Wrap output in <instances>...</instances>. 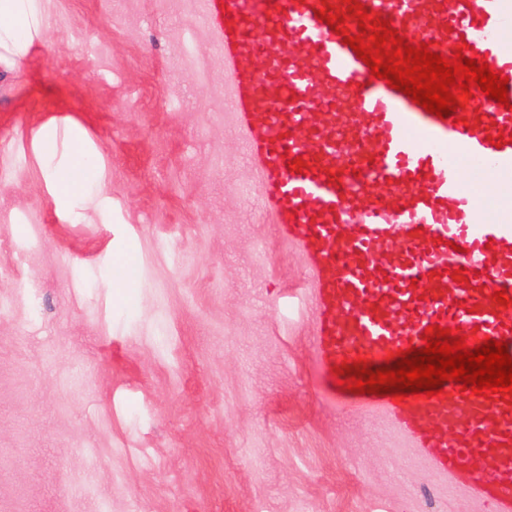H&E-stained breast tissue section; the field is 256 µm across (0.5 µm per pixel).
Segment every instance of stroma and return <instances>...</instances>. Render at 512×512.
Here are the masks:
<instances>
[{
  "label": "stroma",
  "mask_w": 512,
  "mask_h": 512,
  "mask_svg": "<svg viewBox=\"0 0 512 512\" xmlns=\"http://www.w3.org/2000/svg\"><path fill=\"white\" fill-rule=\"evenodd\" d=\"M0 69V512H488L322 377L307 261L259 203L208 0H45ZM70 117L112 199L58 212ZM131 260L135 287L113 279Z\"/></svg>",
  "instance_id": "35a3bbf8"
}]
</instances>
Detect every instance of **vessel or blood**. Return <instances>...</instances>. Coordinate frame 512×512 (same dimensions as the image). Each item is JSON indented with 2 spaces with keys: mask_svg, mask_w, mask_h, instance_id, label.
Returning a JSON list of instances; mask_svg holds the SVG:
<instances>
[{
  "mask_svg": "<svg viewBox=\"0 0 512 512\" xmlns=\"http://www.w3.org/2000/svg\"><path fill=\"white\" fill-rule=\"evenodd\" d=\"M230 106L262 206L306 256L328 378L423 348L425 328L503 340L512 355V219L489 176L512 174V110L471 89L437 117L373 78L345 37L358 13L412 44L484 59L512 92V0H213ZM343 17L336 29L318 13ZM299 160L301 172L288 168ZM450 482L512 512V396L375 398Z\"/></svg>",
  "mask_w": 512,
  "mask_h": 512,
  "instance_id": "vessel-or-blood-1",
  "label": "vessel or blood"
}]
</instances>
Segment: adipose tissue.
I'll list each match as a JSON object with an SVG mask.
<instances>
[{
  "instance_id": "adipose-tissue-1",
  "label": "adipose tissue",
  "mask_w": 512,
  "mask_h": 512,
  "mask_svg": "<svg viewBox=\"0 0 512 512\" xmlns=\"http://www.w3.org/2000/svg\"><path fill=\"white\" fill-rule=\"evenodd\" d=\"M45 0H0V65L17 69L28 59L35 44L45 41L47 22ZM45 174L54 189L57 205L71 218H80L79 202L88 193H100L102 175L84 147L81 134H74L66 164L55 162L56 142L39 141Z\"/></svg>"
}]
</instances>
